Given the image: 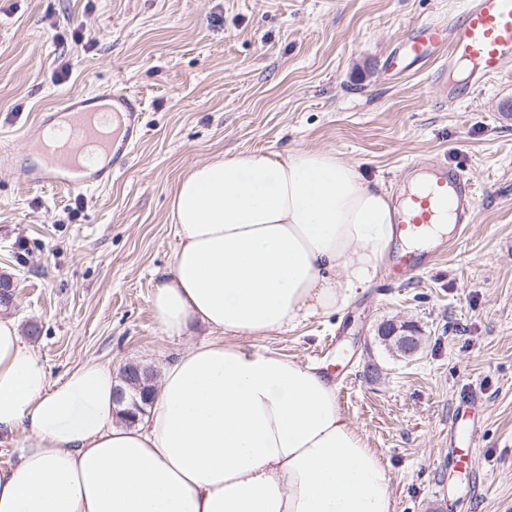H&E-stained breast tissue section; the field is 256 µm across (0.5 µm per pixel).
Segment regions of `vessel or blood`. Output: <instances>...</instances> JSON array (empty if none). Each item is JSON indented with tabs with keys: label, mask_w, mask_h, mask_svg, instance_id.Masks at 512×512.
I'll list each match as a JSON object with an SVG mask.
<instances>
[{
	"label": "vessel or blood",
	"mask_w": 512,
	"mask_h": 512,
	"mask_svg": "<svg viewBox=\"0 0 512 512\" xmlns=\"http://www.w3.org/2000/svg\"><path fill=\"white\" fill-rule=\"evenodd\" d=\"M447 48L449 64L470 65V81L477 84L501 72L512 62V0H471L461 16L450 25L427 22L412 30L391 59L394 68L407 69L434 58L440 48ZM109 112L119 120L117 129L106 133L94 118ZM58 123L70 129V139L59 153H50L42 129ZM144 112L140 99L127 91L101 89L92 94H77L47 109L35 122L25 127L23 137L32 144L39 162L29 169V180L40 186H64L87 191L109 184L114 171L123 169L144 135ZM87 146L111 154L112 164L100 169L85 166L76 152ZM412 207L395 218V233L412 238L426 237L428 229L439 219L438 208L450 207L457 228L472 222L477 210V192L473 182L459 172L440 169L427 193L412 198ZM436 255L432 252L402 256L401 276L430 269ZM477 425H470L465 436L451 434L448 461L452 469L468 468L459 445L475 448Z\"/></svg>",
	"instance_id": "obj_1"
}]
</instances>
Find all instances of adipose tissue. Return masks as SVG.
<instances>
[{"instance_id":"adipose-tissue-1","label":"adipose tissue","mask_w":512,"mask_h":512,"mask_svg":"<svg viewBox=\"0 0 512 512\" xmlns=\"http://www.w3.org/2000/svg\"><path fill=\"white\" fill-rule=\"evenodd\" d=\"M396 206L332 150L251 151L178 182V248L151 306L210 337L163 368L151 414L120 418L109 366L50 382L0 317V512H393L386 464L319 369L242 340L343 311L381 275Z\"/></svg>"}]
</instances>
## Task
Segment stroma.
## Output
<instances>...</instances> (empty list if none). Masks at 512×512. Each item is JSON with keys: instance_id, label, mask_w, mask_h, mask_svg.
Returning <instances> with one entry per match:
<instances>
[{"instance_id": "1", "label": "stroma", "mask_w": 512, "mask_h": 512, "mask_svg": "<svg viewBox=\"0 0 512 512\" xmlns=\"http://www.w3.org/2000/svg\"><path fill=\"white\" fill-rule=\"evenodd\" d=\"M465 0H0V149L67 96L142 101L146 133L110 185H29L0 166V276L50 381L94 360L161 373L192 340L150 299L173 259V192L190 169L261 150L330 149L399 196L409 164L438 161L478 190L475 221L432 270L383 276L347 309L261 339L343 382L339 405L386 463L394 512H512V62L445 100L436 61L390 72L411 29ZM424 338L400 361L384 320ZM481 405L474 498L448 504L457 402Z\"/></svg>"}]
</instances>
